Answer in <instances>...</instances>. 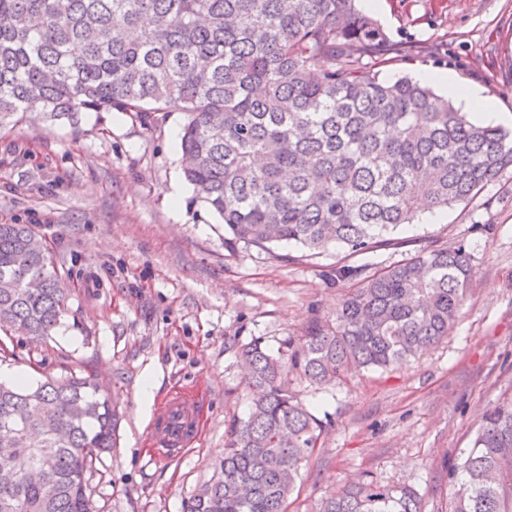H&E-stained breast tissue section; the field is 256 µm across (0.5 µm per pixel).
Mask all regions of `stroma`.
<instances>
[{"label": "stroma", "mask_w": 512, "mask_h": 512, "mask_svg": "<svg viewBox=\"0 0 512 512\" xmlns=\"http://www.w3.org/2000/svg\"><path fill=\"white\" fill-rule=\"evenodd\" d=\"M372 17L409 61L478 87L512 127V0H385ZM180 111L143 124L126 112L52 119L32 112L0 128V223L29 224L52 247L67 290L65 313L39 340L11 334L0 369L33 385L95 376L120 421L116 443L89 480L93 512H187L224 456L231 420L251 395L233 344L263 338L277 350L316 319H331L341 265L373 272L425 248L465 244L473 268L446 340L406 365L363 370L323 387L290 373L297 400L322 424L287 512H320L347 482L371 474L409 485L421 512H449L448 470L471 447L486 412L512 395V171L469 204L418 217L394 244L353 254L282 243L224 245V225L183 173ZM157 380L154 404L137 391ZM194 403L199 430L177 457L151 436L174 394Z\"/></svg>", "instance_id": "1"}]
</instances>
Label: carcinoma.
Segmentation results:
<instances>
[{
  "label": "carcinoma",
  "instance_id": "1",
  "mask_svg": "<svg viewBox=\"0 0 512 512\" xmlns=\"http://www.w3.org/2000/svg\"><path fill=\"white\" fill-rule=\"evenodd\" d=\"M355 0H0V128L19 112L188 115L184 174L224 221V245L390 244L419 212L470 202L512 169V132L469 119L426 84L379 79L405 56ZM472 276L463 245L424 249L353 281L299 347L237 348L253 396L189 512H285L320 421L288 375L326 384L387 371L448 337ZM66 299L28 224L0 223V330L37 339ZM112 398L86 378L0 383V512H91L89 476L114 445ZM451 512H512V396L448 475ZM322 512H420L411 486L368 474Z\"/></svg>",
  "mask_w": 512,
  "mask_h": 512
}]
</instances>
